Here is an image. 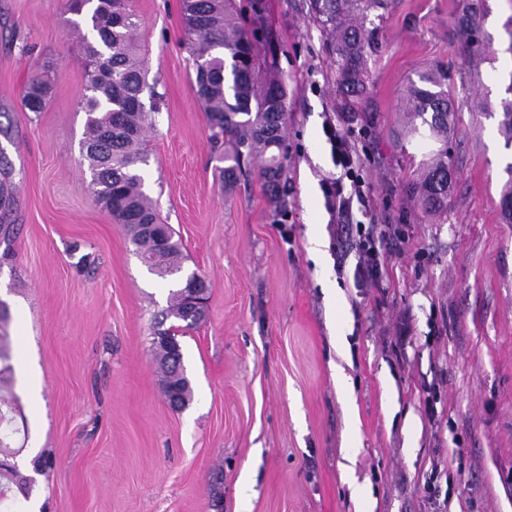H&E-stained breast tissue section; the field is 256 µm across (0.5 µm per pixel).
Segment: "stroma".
I'll use <instances>...</instances> for the list:
<instances>
[{"label":"stroma","instance_id":"stroma-1","mask_svg":"<svg viewBox=\"0 0 512 512\" xmlns=\"http://www.w3.org/2000/svg\"><path fill=\"white\" fill-rule=\"evenodd\" d=\"M288 87V218L257 174L225 189L194 88L182 0H131L151 127L144 190L181 243L176 279L150 273L94 201L81 151L87 82L66 0H0V301L26 448L48 454L44 512H512V224L500 203L512 146L462 103L448 211L410 185L439 147L406 124L407 85L458 71L462 0H381L370 93L349 108L312 0H265ZM479 94L512 92V0H486ZM46 109L24 111L35 72ZM340 125L373 209L408 243L358 294L336 267L324 130ZM319 228L325 253L308 235ZM203 276L206 318L180 336L193 389L165 401L153 319L174 282ZM349 348L339 355L336 337ZM349 388H341L337 371Z\"/></svg>","mask_w":512,"mask_h":512}]
</instances>
